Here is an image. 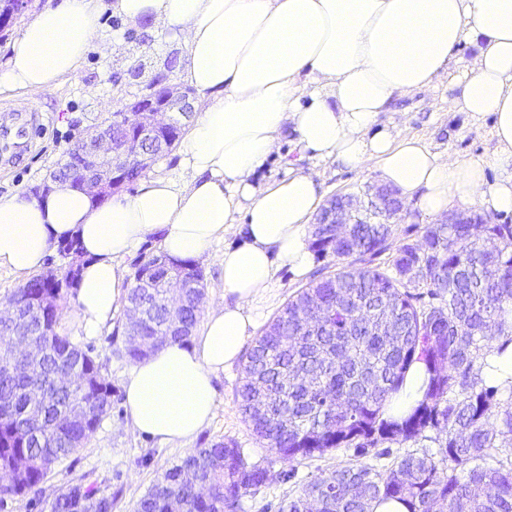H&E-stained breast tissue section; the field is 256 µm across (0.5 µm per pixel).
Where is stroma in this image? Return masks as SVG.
<instances>
[{
    "mask_svg": "<svg viewBox=\"0 0 512 512\" xmlns=\"http://www.w3.org/2000/svg\"><path fill=\"white\" fill-rule=\"evenodd\" d=\"M97 39L99 43L109 44V56H102L97 47L91 48L78 72L52 93L35 102L21 90L0 95V108L34 102L45 115V127L37 134L30 152L17 163H0V199L30 191L48 178L76 140L90 133L97 124L110 120L125 103L144 94L146 83L156 73L167 72L171 83L181 84L186 48L182 39L172 32L131 23L107 10L102 14ZM459 93V87L450 79H440L398 99L383 119L401 134L419 137L433 151L456 159L491 150L494 146L492 115L476 120L469 113L449 111L448 98ZM295 142V132L285 130L279 151L258 170V183L285 177L292 163L303 168L312 166V159L301 157ZM320 170L322 193L327 197L354 192L381 179L379 171L372 166L351 170L324 164ZM124 323L123 312H116L110 327L88 336L79 323L74 300H67L63 307L56 330L91 350L102 364L112 383V408L89 442L54 467L45 482L48 489L63 491L73 479L84 476L112 494V512H136L139 499L165 470L194 449L224 440L243 448L250 461L269 463L277 470L287 469L286 481L247 493L240 501L239 512H278L283 498L298 494L314 477L349 463L382 470L390 467L400 453L395 446L386 454L373 448L364 455L351 448H340L283 465L276 451L253 435L239 412L236 391L243 376L239 364L225 371L216 382L219 406L212 423L186 445H159L134 433L128 424L123 383L134 363L125 350L121 332Z\"/></svg>",
    "mask_w": 512,
    "mask_h": 512,
    "instance_id": "1",
    "label": "stroma"
}]
</instances>
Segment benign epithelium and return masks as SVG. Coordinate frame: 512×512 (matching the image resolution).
Masks as SVG:
<instances>
[{
  "instance_id": "1",
  "label": "benign epithelium",
  "mask_w": 512,
  "mask_h": 512,
  "mask_svg": "<svg viewBox=\"0 0 512 512\" xmlns=\"http://www.w3.org/2000/svg\"><path fill=\"white\" fill-rule=\"evenodd\" d=\"M0 31L5 30L23 14L30 0H0ZM189 94L177 93L168 84L129 104L126 111L135 119L123 125L125 133H112V124L98 126L93 133L76 142L70 157L76 173L56 176L54 180L69 183L100 202L127 185L124 177L128 166L149 169L155 158L177 136L179 119L192 114ZM399 192L383 185H372L363 196L343 194L333 196L316 218L318 224H381L385 218L402 211Z\"/></svg>"
}]
</instances>
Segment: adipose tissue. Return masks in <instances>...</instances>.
<instances>
[{
    "mask_svg": "<svg viewBox=\"0 0 512 512\" xmlns=\"http://www.w3.org/2000/svg\"><path fill=\"white\" fill-rule=\"evenodd\" d=\"M100 0H58L0 47V93L37 99L77 72L101 27ZM111 11L176 32L198 115L180 142L183 178L158 173L99 202L55 185L0 200V269L39 271L52 244L77 239L80 325L96 335L130 286L123 259L149 237L171 260L215 257L224 304L200 335L138 362L123 390L129 423L161 444L189 442L213 420L219 375L253 336L277 267L304 275L308 229L323 203L320 173L292 169L256 185L285 126L301 152L350 169L377 167L430 216L476 205L512 213V0H111ZM477 52L449 109L494 118V148L463 160L400 136L381 120L395 98L448 76L462 43ZM495 171L487 181V171ZM239 239L223 240L229 227ZM223 251H216V244ZM429 375L415 363L384 407L406 415Z\"/></svg>",
    "mask_w": 512,
    "mask_h": 512,
    "instance_id": "ef3b65f1",
    "label": "adipose tissue"
}]
</instances>
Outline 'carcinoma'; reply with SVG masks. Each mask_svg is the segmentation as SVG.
<instances>
[{"label":"carcinoma","mask_w":512,"mask_h":512,"mask_svg":"<svg viewBox=\"0 0 512 512\" xmlns=\"http://www.w3.org/2000/svg\"><path fill=\"white\" fill-rule=\"evenodd\" d=\"M427 224L416 238L395 243L401 215L386 224H351L339 237L316 224L311 249L323 262L313 278L247 350L236 396L244 422L291 463L337 448L364 455L383 444H410L391 467L348 464L310 481L280 512H373L374 503L400 498L409 512H512V390L482 378L493 356L512 344V224ZM388 255L386 265L377 260ZM142 259L153 282L130 288L141 308L140 340L125 342L138 361L172 342H187L205 296L202 268L192 260ZM80 266L65 264L32 276L0 300L21 323L0 324V503L45 495L55 465L78 452L112 408V383L89 351L56 332ZM182 278L179 320L166 301L169 280ZM51 285L57 310H40L36 285ZM35 340L41 355L32 372L18 369L10 349L16 333ZM421 362L431 375L423 400L401 420L384 405ZM84 404L87 419L70 412ZM435 436H430V433ZM431 441L437 451L417 449ZM508 463H484L490 452ZM282 477L251 463L243 449L218 441L197 448L166 470L137 503V512H238L246 493ZM112 495L80 477L53 495L50 512H112Z\"/></svg>","instance_id":"carcinoma-1"}]
</instances>
